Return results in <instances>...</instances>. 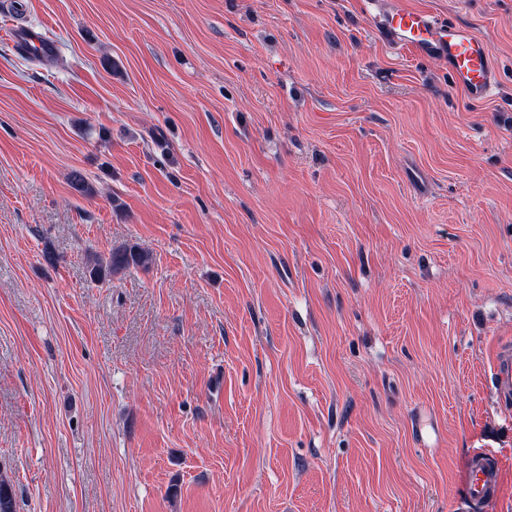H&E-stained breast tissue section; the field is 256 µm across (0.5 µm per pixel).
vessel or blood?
Returning <instances> with one entry per match:
<instances>
[{"mask_svg": "<svg viewBox=\"0 0 512 512\" xmlns=\"http://www.w3.org/2000/svg\"><path fill=\"white\" fill-rule=\"evenodd\" d=\"M379 31L397 47L423 57L446 60L448 73L466 99L474 104L485 102L499 79V67L482 38L468 27L449 23L417 10L398 7L381 20ZM13 35L37 54H55L56 44L41 32L15 28ZM496 392L500 400L512 399V350H504L495 368ZM468 503L479 504L496 499L500 491V472L496 457L486 451L473 452L465 472Z\"/></svg>", "mask_w": 512, "mask_h": 512, "instance_id": "1", "label": "vessel or blood"}]
</instances>
